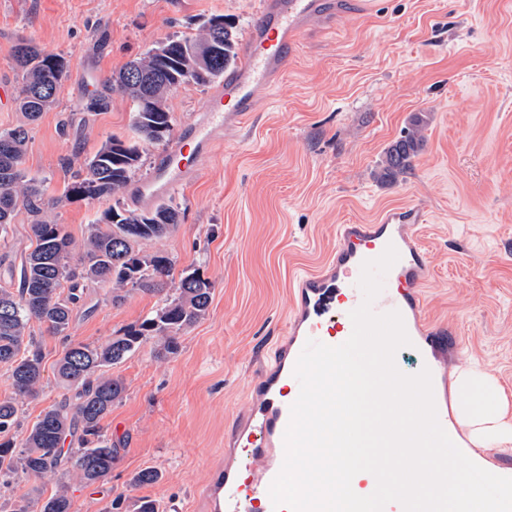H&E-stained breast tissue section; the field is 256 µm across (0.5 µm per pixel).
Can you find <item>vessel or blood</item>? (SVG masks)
<instances>
[{
  "label": "vessel or blood",
  "instance_id": "1",
  "mask_svg": "<svg viewBox=\"0 0 512 512\" xmlns=\"http://www.w3.org/2000/svg\"><path fill=\"white\" fill-rule=\"evenodd\" d=\"M318 18L335 19L326 0H265L241 63L211 91L202 119L181 131L150 177L138 184L139 201L152 203L199 172L202 159L224 127L242 123L257 111L263 92L282 74L304 29ZM420 221L419 209L409 207L389 210L371 224L338 225L336 252L324 269L297 275L288 342L279 348L234 430V445L243 452L241 463L217 468L209 475V485L216 491L208 501L210 512H289L274 507L269 487L284 460L291 398L300 392L294 376L297 359L307 340L337 346L350 337V313L363 301L358 286L362 264L380 257L390 244L399 259L386 274L372 309L379 314H401L407 334L432 374L438 420L448 435L457 433L446 383L436 362L440 345L434 329L423 319L429 266L414 232Z\"/></svg>",
  "mask_w": 512,
  "mask_h": 512
}]
</instances>
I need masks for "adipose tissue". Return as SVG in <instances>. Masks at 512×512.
I'll list each match as a JSON object with an SVG mask.
<instances>
[{"label":"adipose tissue","instance_id":"obj_1","mask_svg":"<svg viewBox=\"0 0 512 512\" xmlns=\"http://www.w3.org/2000/svg\"><path fill=\"white\" fill-rule=\"evenodd\" d=\"M461 397L457 417L467 429L476 447L512 446V422L506 419V397L495 379L472 366L456 380Z\"/></svg>","mask_w":512,"mask_h":512}]
</instances>
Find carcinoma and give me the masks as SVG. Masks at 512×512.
I'll use <instances>...</instances> for the list:
<instances>
[{
    "label": "carcinoma",
    "mask_w": 512,
    "mask_h": 512,
    "mask_svg": "<svg viewBox=\"0 0 512 512\" xmlns=\"http://www.w3.org/2000/svg\"><path fill=\"white\" fill-rule=\"evenodd\" d=\"M22 81L18 110L23 122L0 131V228L13 223L20 207L35 216L30 225L35 247L25 255L15 290L0 289V365L7 367L14 396L0 399V480L17 469L36 477L57 472L68 462L62 448L72 438L71 451L79 479L85 484L112 474L117 451L103 433L102 421L125 393V383L102 369L123 362L151 341L157 354H173L178 335L207 315L214 283L199 270L181 272L175 293L154 314L102 346L71 343L57 361V377L71 395L48 406L26 430L20 443L9 437L20 425L19 398L37 392L42 378L43 353L27 335L33 320L53 336H68L73 313L92 285L110 287L112 303L124 292L162 293L173 276L174 260L165 254H146L141 245L166 236L180 221V209L160 203L146 210L115 202L104 211L81 243L64 225L48 215L35 180L22 168L28 146L27 125L56 107L68 74L59 54L25 43L12 52ZM235 23L224 15H211L191 36L160 42L103 82L89 108L105 111L111 94L118 92L133 105L134 141L107 139L100 149L64 183L60 199L120 197L126 193L142 161V146L168 143L174 122L168 105L172 92L186 83L207 86L238 63ZM426 112L408 121L403 135L390 145L379 173L382 181L396 182L412 169L425 143L429 125ZM39 512H72V500L60 489L42 500Z\"/></svg>",
    "instance_id": "obj_1"
}]
</instances>
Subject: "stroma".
Returning a JSON list of instances; mask_svg holds the SVG:
<instances>
[{
    "mask_svg": "<svg viewBox=\"0 0 512 512\" xmlns=\"http://www.w3.org/2000/svg\"><path fill=\"white\" fill-rule=\"evenodd\" d=\"M263 0H0V131L21 121L11 52L29 42L66 58L69 77L55 109L28 127L24 160L44 199L59 198L63 160L81 167L109 137L133 138L132 106L113 94L91 110L102 83L148 47L194 34L224 15L247 39ZM334 24L315 21L277 85L247 123L226 127L198 178L169 196L181 222L147 242L176 269L196 268L215 285L206 317L182 333L176 353L146 343L108 373L126 391L102 426L117 461L112 476L80 482L73 465L44 477L16 473L0 507L38 512L67 487L73 512H101L121 499L161 512H206L205 479L224 458L252 389L288 338L289 278L320 266L340 224L373 222L385 209L420 205L418 233L430 263L423 315L448 330V378L482 362L512 394V0H349ZM431 121L413 168L393 184L377 176L386 148L410 116ZM113 204L75 199L56 208L75 241ZM31 213L0 232V289L34 247ZM159 294L86 289L69 339L32 324L43 352L37 394L21 400L15 437L61 399L54 367L67 342L106 344L149 317ZM145 468L152 484H132Z\"/></svg>",
    "mask_w": 512,
    "mask_h": 512,
    "instance_id": "obj_1",
    "label": "stroma"
}]
</instances>
